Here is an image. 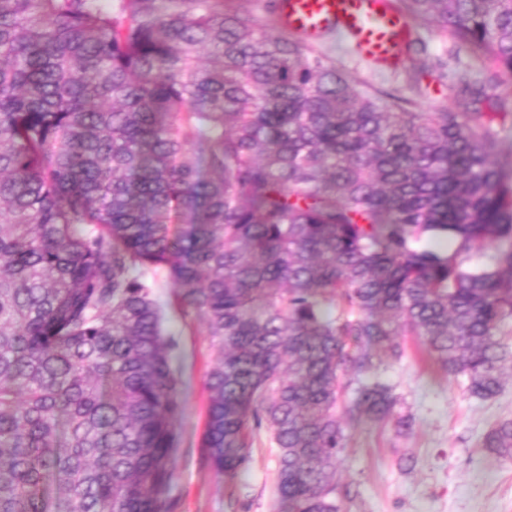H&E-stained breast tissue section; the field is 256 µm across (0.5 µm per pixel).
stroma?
Instances as JSON below:
<instances>
[{"label": "stroma", "mask_w": 512, "mask_h": 512, "mask_svg": "<svg viewBox=\"0 0 512 512\" xmlns=\"http://www.w3.org/2000/svg\"><path fill=\"white\" fill-rule=\"evenodd\" d=\"M413 44L402 63L384 68L359 57L338 33L318 49L360 90L378 89L410 98L418 112L452 110L456 99L443 72L469 70L489 94L507 104L508 118L495 119L504 146L512 147V82L466 44L455 42L424 22L411 25ZM163 306L165 334L174 343L171 366L183 413L175 423L173 512H278L276 451L267 436L254 445L246 469L233 480L209 464L203 446L211 350L199 321L181 315L173 288L155 291ZM405 354L384 360L377 370L394 386L398 412L412 414L414 431L396 436L393 421L351 422L339 483L350 496L347 512H512V460L483 448L485 433L512 419V381L494 398L471 397L466 380L443 371L416 338L400 339Z\"/></svg>", "instance_id": "35a3bbf8"}]
</instances>
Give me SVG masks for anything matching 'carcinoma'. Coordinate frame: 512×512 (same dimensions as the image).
Wrapping results in <instances>:
<instances>
[{
	"mask_svg": "<svg viewBox=\"0 0 512 512\" xmlns=\"http://www.w3.org/2000/svg\"><path fill=\"white\" fill-rule=\"evenodd\" d=\"M397 4L512 79V0ZM448 89L358 90L239 0H0V512H172L156 275L212 350L207 459L233 479L268 433L284 512H346L347 421L392 414L399 337L499 394L512 162L483 87ZM483 447L512 460V420Z\"/></svg>",
	"mask_w": 512,
	"mask_h": 512,
	"instance_id": "obj_1",
	"label": "carcinoma"
}]
</instances>
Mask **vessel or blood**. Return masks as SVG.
Returning <instances> with one entry per match:
<instances>
[{"label":"vessel or blood","mask_w":512,"mask_h":512,"mask_svg":"<svg viewBox=\"0 0 512 512\" xmlns=\"http://www.w3.org/2000/svg\"><path fill=\"white\" fill-rule=\"evenodd\" d=\"M275 14L285 28L313 42L338 30L359 56L388 65L400 62L411 31L406 16L388 0H276Z\"/></svg>","instance_id":"b4317fda"}]
</instances>
